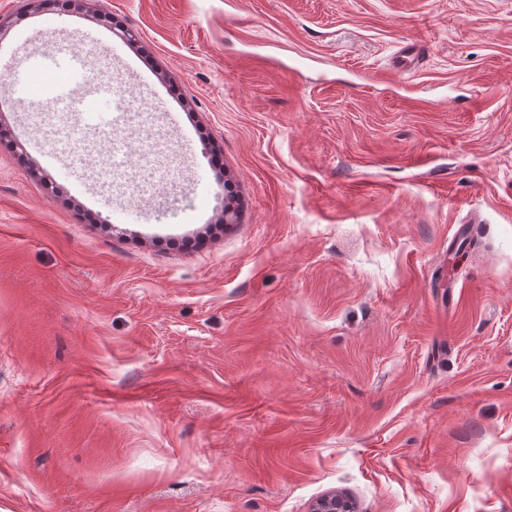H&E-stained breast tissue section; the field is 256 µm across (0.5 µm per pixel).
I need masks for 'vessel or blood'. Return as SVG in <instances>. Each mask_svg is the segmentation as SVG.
I'll return each instance as SVG.
<instances>
[{
  "label": "vessel or blood",
  "instance_id": "vessel-or-blood-1",
  "mask_svg": "<svg viewBox=\"0 0 512 512\" xmlns=\"http://www.w3.org/2000/svg\"><path fill=\"white\" fill-rule=\"evenodd\" d=\"M83 69L82 57L61 44L50 54L48 63L14 71L12 87L17 98L32 111L37 110L45 98L54 99L61 111L79 113L96 111L104 96L112 97L114 102L125 103V96L114 86L95 87L82 83ZM46 73L53 74V81L41 87L35 86V76Z\"/></svg>",
  "mask_w": 512,
  "mask_h": 512
}]
</instances>
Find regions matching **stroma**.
I'll return each mask as SVG.
<instances>
[{
    "mask_svg": "<svg viewBox=\"0 0 512 512\" xmlns=\"http://www.w3.org/2000/svg\"><path fill=\"white\" fill-rule=\"evenodd\" d=\"M0 126V512H512V0H0ZM45 57L50 59V63L16 70L11 76L16 97L27 104L29 111L37 110L41 104V110L46 111L45 113L52 112L55 108L52 102L43 101L41 103L43 98H52L57 102L60 110L64 112H96V109L100 108V98L103 96L112 97L115 103L124 104L123 112H137L139 110V108L130 105L121 90L114 86L99 84L95 87L87 85L90 84V80L83 74L84 62L82 57L69 51L64 44L58 45L53 54H47ZM58 58L61 63L58 62ZM46 73H51L56 78L35 90L33 87L34 77ZM79 78H81V81H79ZM310 512H358L355 501L347 494L332 491L315 500Z\"/></svg>",
    "mask_w": 512,
    "mask_h": 512,
    "instance_id": "35a3bbf8",
    "label": "stroma"
}]
</instances>
